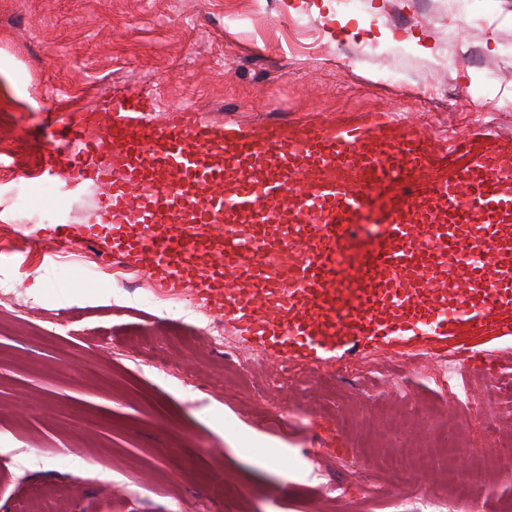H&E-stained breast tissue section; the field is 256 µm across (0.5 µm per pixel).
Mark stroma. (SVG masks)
I'll return each mask as SVG.
<instances>
[{
	"label": "stroma",
	"mask_w": 512,
	"mask_h": 512,
	"mask_svg": "<svg viewBox=\"0 0 512 512\" xmlns=\"http://www.w3.org/2000/svg\"><path fill=\"white\" fill-rule=\"evenodd\" d=\"M359 3L349 16L337 0H0V131L29 161L0 181V290L18 288L42 317L34 326L0 312V512H199L216 499L218 476L239 487L222 512H388L372 493L392 486L388 461L433 441L417 412L477 424L433 385L418 348L367 350L347 372L336 359L292 357L301 384L288 391L265 370L242 383L207 360L211 340L192 324L146 314L133 293L113 296L127 273L94 244L41 242L45 225L99 219L93 184L42 193L44 159L57 148L46 115L105 119L111 93L137 91L158 115L179 107L211 124L389 112L436 140L477 126L512 137V0ZM235 12L248 15L245 28L226 25ZM330 25L357 40L330 41ZM444 56L452 67L438 68ZM487 77L498 98L474 97ZM21 195L34 223L26 239L7 231ZM59 318L75 336L52 333ZM140 333L182 342L139 351L129 339ZM482 344L495 373L462 362L458 383L484 396L482 416H510L512 403L484 390L491 377L512 378V339ZM437 454L440 464L402 494L445 497L449 471L470 467L468 453ZM162 469L177 500L150 491ZM338 484L345 498L332 494ZM451 512H512V468L488 472L478 501Z\"/></svg>",
	"instance_id": "35a3bbf8"
}]
</instances>
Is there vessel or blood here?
<instances>
[{"mask_svg":"<svg viewBox=\"0 0 512 512\" xmlns=\"http://www.w3.org/2000/svg\"><path fill=\"white\" fill-rule=\"evenodd\" d=\"M154 105L129 91L110 98L108 123L61 122L58 137L85 162L75 182L107 186L102 220L55 224L50 242L92 241L122 263L147 265L165 288L198 289L239 339L268 356L288 352L317 361L368 345L462 353L477 336H512V300L498 282L479 297L459 295L447 307L411 293L415 276L435 279V252L422 227L444 224L448 259L462 276L512 269L501 227L512 222V139L469 131L453 143L434 140L384 113L336 123H282L246 129L234 122L195 123L187 113L153 119ZM400 190L379 249L358 288L345 287V246L373 188ZM296 219L285 277L265 278L267 224ZM224 227L222 262L198 272L194 257L214 225ZM481 225L487 248L472 263L464 229ZM252 280L240 293V275Z\"/></svg>","mask_w":512,"mask_h":512,"instance_id":"vessel-or-blood-1","label":"vessel or blood"}]
</instances>
